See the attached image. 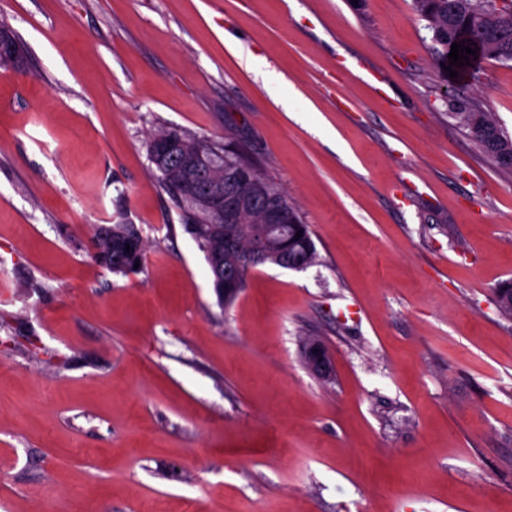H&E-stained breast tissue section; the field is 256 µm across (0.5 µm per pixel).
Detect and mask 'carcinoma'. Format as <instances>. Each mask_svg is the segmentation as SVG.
<instances>
[{
	"label": "carcinoma",
	"mask_w": 512,
	"mask_h": 512,
	"mask_svg": "<svg viewBox=\"0 0 512 512\" xmlns=\"http://www.w3.org/2000/svg\"><path fill=\"white\" fill-rule=\"evenodd\" d=\"M414 7L432 30V63L443 75H448V54L454 42L476 51V55L469 56L470 65L456 68L459 75L473 77L482 60L512 61V0H414ZM449 107L450 115L469 131L482 151L498 166L506 167L498 155H512V138L494 117L471 108L460 98L449 100ZM216 152L224 153V164L228 166L249 168V178L235 189L252 192L258 185L266 196L284 202L286 234L274 235L266 245L267 252L311 265L316 259V249L308 225L288 196L248 158L244 143L227 137L221 145L205 137H193L178 127H166L151 136L149 160L158 172L162 187L183 209L184 228L203 251L217 293L222 295L228 288H244L248 273L259 263L252 261V239L237 226L215 223L196 185L181 177L179 168L192 165L197 155L206 157ZM94 245V261L116 274L125 273L122 264L143 260L142 238L132 224L99 226ZM128 248L134 250L131 257L126 253ZM494 295L500 311L511 316L512 283L498 285Z\"/></svg>",
	"instance_id": "obj_1"
}]
</instances>
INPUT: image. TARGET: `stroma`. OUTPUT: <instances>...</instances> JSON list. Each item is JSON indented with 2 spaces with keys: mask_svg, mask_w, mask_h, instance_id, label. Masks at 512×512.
<instances>
[{
  "mask_svg": "<svg viewBox=\"0 0 512 512\" xmlns=\"http://www.w3.org/2000/svg\"><path fill=\"white\" fill-rule=\"evenodd\" d=\"M0 512H512V172L413 0H0ZM512 136V62L465 91ZM248 147L313 265L219 302L146 143ZM133 224L137 273L96 264ZM319 338L334 376L301 358ZM449 107L452 111L449 114L469 131L487 156L500 167L512 168V164L509 167L498 158V154L512 155V138L505 134L491 113L479 112L460 98L449 100ZM126 244H129L130 250L136 249L132 257H129L126 251ZM94 245L97 249L92 257L96 263L116 274H127L124 266L127 261H131L133 267L136 261L143 260V242L142 238L133 224H110L98 227ZM119 261L123 267L116 264Z\"/></svg>",
  "mask_w": 512,
  "mask_h": 512,
  "instance_id": "stroma-1",
  "label": "stroma"
}]
</instances>
